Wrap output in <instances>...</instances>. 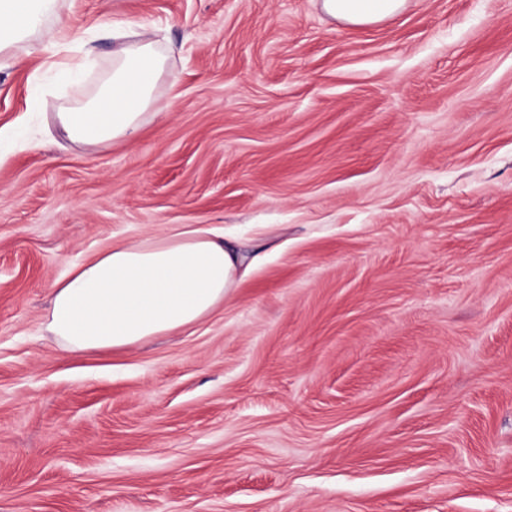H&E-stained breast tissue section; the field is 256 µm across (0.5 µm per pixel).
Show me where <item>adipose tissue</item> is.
I'll use <instances>...</instances> for the list:
<instances>
[{
  "mask_svg": "<svg viewBox=\"0 0 512 512\" xmlns=\"http://www.w3.org/2000/svg\"><path fill=\"white\" fill-rule=\"evenodd\" d=\"M405 0H322L329 16L370 25L399 14ZM59 0H0V53L31 35H51ZM125 44L112 72L86 103L54 113L66 138L83 148L132 139L149 120L165 58L153 40L119 29ZM238 242L197 224H174L142 240H114L55 282L46 329L62 352L122 348L208 316L246 270Z\"/></svg>",
  "mask_w": 512,
  "mask_h": 512,
  "instance_id": "ef3b65f1",
  "label": "adipose tissue"
}]
</instances>
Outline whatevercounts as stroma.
Wrapping results in <instances>:
<instances>
[{
  "label": "stroma",
  "mask_w": 512,
  "mask_h": 512,
  "mask_svg": "<svg viewBox=\"0 0 512 512\" xmlns=\"http://www.w3.org/2000/svg\"><path fill=\"white\" fill-rule=\"evenodd\" d=\"M119 21L166 71L90 152L40 102L96 92ZM58 30L0 60V512H512V0H61ZM172 224L261 259L186 330L59 356L53 283ZM406 0H323L329 16L349 25L380 23L399 14Z\"/></svg>",
  "instance_id": "obj_1"
}]
</instances>
